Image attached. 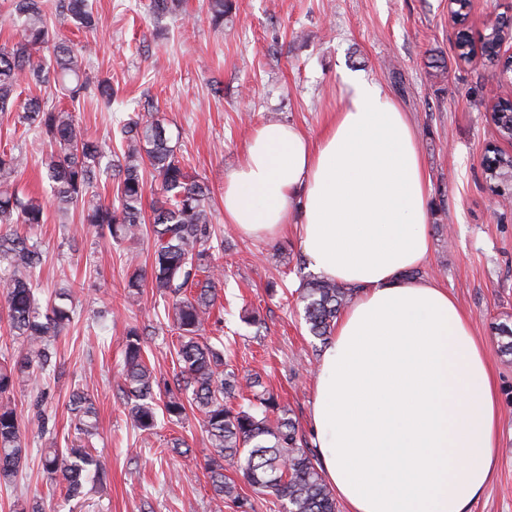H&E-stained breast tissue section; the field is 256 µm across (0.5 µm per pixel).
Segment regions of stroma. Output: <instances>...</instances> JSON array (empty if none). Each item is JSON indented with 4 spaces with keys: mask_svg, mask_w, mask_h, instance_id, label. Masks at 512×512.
<instances>
[{
    "mask_svg": "<svg viewBox=\"0 0 512 512\" xmlns=\"http://www.w3.org/2000/svg\"><path fill=\"white\" fill-rule=\"evenodd\" d=\"M149 0H91L95 30L51 16L73 47L91 44V81H110L111 108L89 96L72 107L88 137L115 136L129 112L154 105L178 157L211 191L213 259L224 271L218 288L223 320L207 336L223 339L240 377L259 374L309 435L312 382L322 343L303 320L298 288L312 274L295 232L254 238L224 221V177L243 159L252 131L293 124L317 137L341 106L343 79L381 86L406 112L429 177L432 249L420 274L446 287L470 315L498 382L497 472L472 512H512V355L501 350L497 326L512 316V199L491 192L483 159L488 145L506 152L486 118L507 77L484 60H460L448 0H233L213 26L207 0H180L153 16ZM20 184L43 204L45 224L28 229L46 256L36 276L40 299L71 289L79 315L55 342L57 370L10 396L23 422L27 461L15 486L0 487V512H13L25 493L43 497L47 512H210L203 461L210 448L199 414L184 425L134 430L117 387L123 338L130 326L152 330L147 356L158 376L172 378L177 336L154 288L128 298L131 265L145 264L150 233L115 243L83 233L78 215L61 217L41 178L39 142H26ZM258 313L261 323L244 318ZM87 387L98 409L96 454L109 479L80 501L52 486L40 464L48 443L71 447L66 408L74 385ZM192 456L173 455L174 439Z\"/></svg>",
    "mask_w": 512,
    "mask_h": 512,
    "instance_id": "35a3bbf8",
    "label": "stroma"
}]
</instances>
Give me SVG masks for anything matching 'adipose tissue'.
<instances>
[{
    "instance_id": "adipose-tissue-1",
    "label": "adipose tissue",
    "mask_w": 512,
    "mask_h": 512,
    "mask_svg": "<svg viewBox=\"0 0 512 512\" xmlns=\"http://www.w3.org/2000/svg\"><path fill=\"white\" fill-rule=\"evenodd\" d=\"M309 137L258 127L224 178V221L294 231L309 267L358 287L313 381L322 474L346 512H470L498 464L497 381L447 288L407 278L430 254L429 179L407 114L378 84Z\"/></svg>"
}]
</instances>
